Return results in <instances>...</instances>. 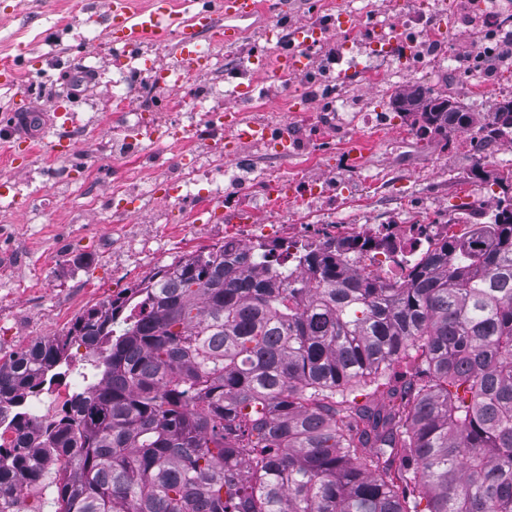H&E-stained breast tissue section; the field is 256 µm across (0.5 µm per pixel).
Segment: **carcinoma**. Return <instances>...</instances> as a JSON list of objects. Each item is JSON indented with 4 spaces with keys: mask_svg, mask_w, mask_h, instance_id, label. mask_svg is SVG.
<instances>
[{
    "mask_svg": "<svg viewBox=\"0 0 512 512\" xmlns=\"http://www.w3.org/2000/svg\"><path fill=\"white\" fill-rule=\"evenodd\" d=\"M435 100L420 129H471ZM344 247L302 250L300 282L274 248L190 253L0 361V512L48 460L51 512H512V197L404 284ZM73 341L85 386L42 422Z\"/></svg>",
    "mask_w": 512,
    "mask_h": 512,
    "instance_id": "1",
    "label": "carcinoma"
}]
</instances>
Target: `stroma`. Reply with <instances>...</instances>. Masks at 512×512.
Here are the masks:
<instances>
[{
	"instance_id": "stroma-1",
	"label": "stroma",
	"mask_w": 512,
	"mask_h": 512,
	"mask_svg": "<svg viewBox=\"0 0 512 512\" xmlns=\"http://www.w3.org/2000/svg\"><path fill=\"white\" fill-rule=\"evenodd\" d=\"M381 4L394 12L404 8L403 0H300L298 16L327 20L341 5L360 21ZM3 10L11 18L0 23V62L14 64L18 75L15 88H0V113L15 110L14 96L19 92L40 103L65 92L72 64L83 51L97 50L100 58L89 99L75 108V153L61 158L47 145H36L20 175L0 154V177H11L14 183L9 196L0 198V358L61 334L76 316L133 287L153 269L222 245L225 222L241 216L254 215L259 224H485L496 209L486 197L487 189H494L497 198L512 196V189L496 184L512 169V140L495 143L493 158L479 165L467 148L466 134L449 143L441 135L420 133L403 117L387 123L394 112V94L414 88L466 106L478 124L491 102L512 100V87L502 85L501 73L475 87L439 67L426 75L397 79L384 89L364 78L345 88L335 78L321 81L310 73L286 86L260 84L254 101L244 106L247 118L277 119L288 137H309L312 149L276 154L245 143L219 176L228 189L245 184L238 197L217 195L200 206L161 191L150 205H141L139 187L163 182L173 156L208 168L205 118L169 108L166 90H150L129 105L127 127L135 128L142 115L153 112L159 129H187L184 141L174 147L132 136L117 156L103 158L100 145L111 140L113 132L110 116L100 115L99 109L122 82L123 65L118 53L103 42L100 27L89 22L85 0H0ZM240 28L236 45H212L214 67L184 81L186 101L206 92L210 108L219 109L225 97L213 94L215 84L248 65L253 54L274 56L284 48L287 32L271 8L241 21ZM343 93L367 113L340 134V117L326 110L324 100ZM359 139L367 148L357 154L351 144ZM52 169L89 172L103 197L125 190L124 215L89 207L79 193L64 194L47 177ZM319 180L333 188L334 197L328 210L315 216L303 187ZM270 181L290 188L272 210L263 197Z\"/></svg>"
}]
</instances>
